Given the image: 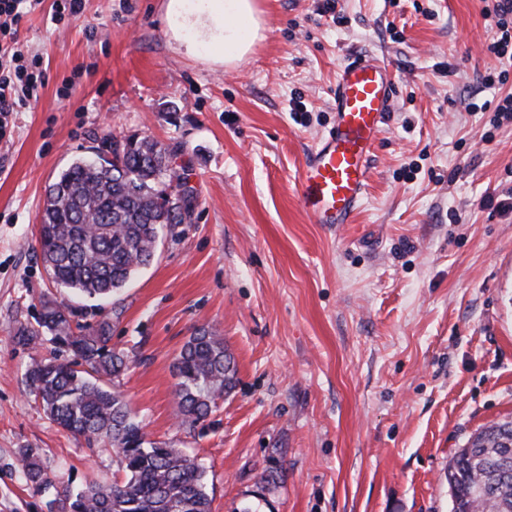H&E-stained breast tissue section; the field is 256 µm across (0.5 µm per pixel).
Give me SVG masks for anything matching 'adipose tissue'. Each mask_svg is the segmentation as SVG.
Returning <instances> with one entry per match:
<instances>
[{
	"label": "adipose tissue",
	"mask_w": 512,
	"mask_h": 512,
	"mask_svg": "<svg viewBox=\"0 0 512 512\" xmlns=\"http://www.w3.org/2000/svg\"><path fill=\"white\" fill-rule=\"evenodd\" d=\"M166 21L187 50L221 49V58L242 60L262 30L256 0H168Z\"/></svg>",
	"instance_id": "obj_1"
}]
</instances>
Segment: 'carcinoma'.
Returning <instances> with one entry per match:
<instances>
[{
	"instance_id": "obj_1",
	"label": "carcinoma",
	"mask_w": 512,
	"mask_h": 512,
	"mask_svg": "<svg viewBox=\"0 0 512 512\" xmlns=\"http://www.w3.org/2000/svg\"><path fill=\"white\" fill-rule=\"evenodd\" d=\"M112 161L73 162L48 186L38 244L56 285L71 299L40 300L36 325L18 329L24 346L48 332L61 354L34 357L25 384L54 424L90 448H109L125 472L118 482L91 481L79 489L53 479L34 448L22 451V473L37 491L56 488L55 512H211L205 471L178 448L147 436L122 395L108 388L126 367L112 348L108 317L74 323V298L107 301L140 268L150 265L164 230L192 219L193 205L169 192L171 151L136 135L109 137ZM178 415L191 427L205 420L237 369L224 339L201 328L175 358ZM456 488L454 512H512V418L473 433L448 464Z\"/></svg>"
}]
</instances>
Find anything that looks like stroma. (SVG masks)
Instances as JSON below:
<instances>
[{"label": "stroma", "instance_id": "obj_1", "mask_svg": "<svg viewBox=\"0 0 512 512\" xmlns=\"http://www.w3.org/2000/svg\"><path fill=\"white\" fill-rule=\"evenodd\" d=\"M493 0H257L263 29L246 58L193 56L167 0H56L25 18L19 44L47 80L0 139V512H53L29 488L22 449L78 488L120 479L47 419L24 383L18 328L42 296L64 297L36 239L49 184L107 134L170 149L195 194L192 220L154 262L80 323L112 321L128 367L116 380L145 432L195 457L212 512H450L448 463L480 427L512 416V123L477 104L512 94L482 77L512 67L488 46ZM390 67L391 112L353 223L302 208L308 154L333 124L344 62ZM201 327L222 336L235 388L205 422L177 417L173 363ZM275 467L277 490L259 478Z\"/></svg>", "mask_w": 512, "mask_h": 512}]
</instances>
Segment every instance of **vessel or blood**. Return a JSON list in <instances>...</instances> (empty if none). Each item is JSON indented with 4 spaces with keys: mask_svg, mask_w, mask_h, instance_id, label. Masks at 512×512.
Listing matches in <instances>:
<instances>
[{
    "mask_svg": "<svg viewBox=\"0 0 512 512\" xmlns=\"http://www.w3.org/2000/svg\"><path fill=\"white\" fill-rule=\"evenodd\" d=\"M393 83L388 65L360 56L336 77L335 121L308 155L300 202L320 224L351 223L365 193L369 158L391 110Z\"/></svg>",
    "mask_w": 512,
    "mask_h": 512,
    "instance_id": "b4317fda",
    "label": "vessel or blood"
}]
</instances>
